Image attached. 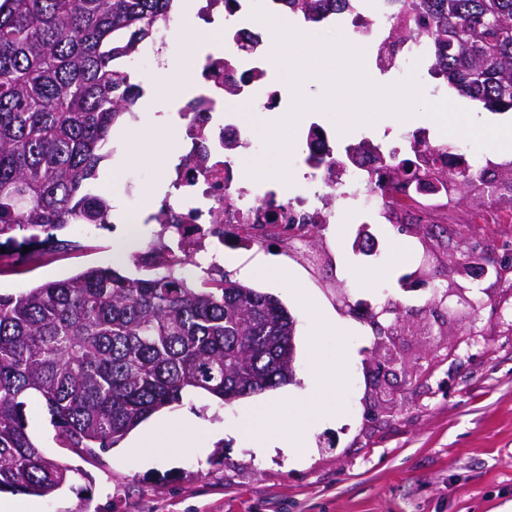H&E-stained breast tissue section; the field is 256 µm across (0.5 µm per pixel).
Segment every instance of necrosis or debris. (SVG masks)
<instances>
[{
	"label": "necrosis or debris",
	"instance_id": "4bbe7bcc",
	"mask_svg": "<svg viewBox=\"0 0 512 512\" xmlns=\"http://www.w3.org/2000/svg\"><path fill=\"white\" fill-rule=\"evenodd\" d=\"M258 3L268 10L273 0H201L194 17L208 48L183 76L188 94L174 107L181 120V147L166 173L172 191L161 202L168 223L184 227L180 259H191L204 240L223 247V235L212 231L217 221L246 230L257 240L276 225L319 228L335 223L336 214L326 204L332 197L352 202L373 221L402 224L424 218L440 223L448 211L444 177L455 170V157L426 160L425 175L407 177L397 192L385 195L378 182L392 161L390 154L378 146L351 157L338 155L335 130L316 123L309 125L305 143L313 187L286 201L248 194L240 161L252 150L253 140L239 117L229 112L225 89L233 87L236 97L253 101L261 111L282 103L267 31L251 17Z\"/></svg>",
	"mask_w": 512,
	"mask_h": 512
}]
</instances>
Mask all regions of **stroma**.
Returning a JSON list of instances; mask_svg holds the SVG:
<instances>
[{
	"label": "stroma",
	"mask_w": 512,
	"mask_h": 512,
	"mask_svg": "<svg viewBox=\"0 0 512 512\" xmlns=\"http://www.w3.org/2000/svg\"><path fill=\"white\" fill-rule=\"evenodd\" d=\"M109 146L115 155L104 166L120 177L122 210L153 207L143 190L165 184L163 172L118 164L117 154L135 146L126 124L113 128ZM331 208L335 224L309 238L304 255L277 237L224 251L233 279L236 263H270V277L250 285L296 320L292 380L229 404L196 393L163 409L172 421L193 412L202 431L144 465L127 438L96 457L59 447L44 407L28 402L33 441L82 472L73 488L39 498L40 512H512V273L479 279L460 260L474 241L511 260L512 223L464 224L447 239L427 224L355 223L338 200ZM61 236L68 249L7 246L0 293L110 266L120 242L110 229ZM368 237L379 242L378 258L359 253ZM281 272L336 317L340 335L310 337V315L273 280ZM389 302L401 314L381 335L358 310ZM321 363L332 367L336 412L313 425L302 460L241 437L263 403L302 396ZM387 363L394 375L378 376Z\"/></svg>",
	"instance_id": "1"
}]
</instances>
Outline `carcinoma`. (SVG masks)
<instances>
[{"mask_svg": "<svg viewBox=\"0 0 512 512\" xmlns=\"http://www.w3.org/2000/svg\"><path fill=\"white\" fill-rule=\"evenodd\" d=\"M175 0H0V238L58 247L71 224L109 223L102 194L109 132L144 95L129 62L172 19ZM315 25L346 12L415 18L420 51L448 89L512 112V0H276ZM397 23L380 51L408 41ZM512 160L462 164L455 189L495 199L489 176ZM466 263L496 264L474 242ZM132 278L90 267L0 294V490L48 496L78 469L44 456L28 432L38 399L61 447L96 457L154 412L204 391L223 402L270 390L291 372L295 323L274 297L227 276L199 283L186 263Z\"/></svg>", "mask_w": 512, "mask_h": 512, "instance_id": "cac0c4a2", "label": "carcinoma"}]
</instances>
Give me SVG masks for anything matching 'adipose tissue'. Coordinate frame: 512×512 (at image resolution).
Here are the masks:
<instances>
[{
    "mask_svg": "<svg viewBox=\"0 0 512 512\" xmlns=\"http://www.w3.org/2000/svg\"><path fill=\"white\" fill-rule=\"evenodd\" d=\"M326 384L327 377L323 371L312 372L308 379L307 398H288L266 403L246 426V434L263 445L270 439V423L284 422L288 428L289 455H303L315 416L329 414L333 409L332 403L323 396Z\"/></svg>",
    "mask_w": 512,
    "mask_h": 512,
    "instance_id": "1",
    "label": "adipose tissue"
}]
</instances>
